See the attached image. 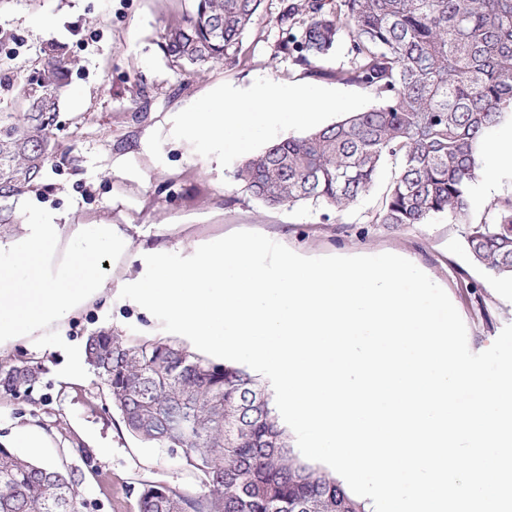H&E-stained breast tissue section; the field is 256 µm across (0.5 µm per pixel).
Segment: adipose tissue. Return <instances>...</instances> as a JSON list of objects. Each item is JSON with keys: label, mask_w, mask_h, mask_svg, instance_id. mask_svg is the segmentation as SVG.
<instances>
[{"label": "adipose tissue", "mask_w": 512, "mask_h": 512, "mask_svg": "<svg viewBox=\"0 0 512 512\" xmlns=\"http://www.w3.org/2000/svg\"><path fill=\"white\" fill-rule=\"evenodd\" d=\"M0 229V351L21 339L66 335L72 318L111 302L119 282L142 272L138 250L181 247L193 255L189 225L73 222L59 211L16 209Z\"/></svg>", "instance_id": "obj_1"}]
</instances>
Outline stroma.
<instances>
[{
  "label": "stroma",
  "instance_id": "obj_1",
  "mask_svg": "<svg viewBox=\"0 0 512 512\" xmlns=\"http://www.w3.org/2000/svg\"><path fill=\"white\" fill-rule=\"evenodd\" d=\"M281 5L264 0L241 36L236 61L182 70L170 66L158 42L168 22L193 11L194 0H0V28L18 43L0 48V79L12 82L0 86V109L11 106L43 43H65L76 61L60 101L59 151L46 165L35 202L83 220L190 224L205 238L255 231L306 257L393 253L445 290L465 323L469 349L486 350L512 324V295L474 262L462 225L447 215L426 224L376 223L394 166L339 213L312 204L266 206L244 191L234 167L208 174L198 156L182 150L162 149L156 165L142 155L146 129L220 84L311 83L282 48ZM43 16L52 25L35 26ZM118 320L127 337L161 328L116 301L80 314L68 335L43 336L34 345L20 340L0 353L1 361L42 367L33 400L0 395V435L37 427L45 443L40 459L66 457L83 477L84 512H138V490L148 481L195 485L189 470L127 432L83 358L87 336Z\"/></svg>",
  "mask_w": 512,
  "mask_h": 512
}]
</instances>
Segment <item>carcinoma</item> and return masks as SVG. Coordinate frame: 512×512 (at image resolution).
Masks as SVG:
<instances>
[{
	"label": "carcinoma",
	"mask_w": 512,
	"mask_h": 512,
	"mask_svg": "<svg viewBox=\"0 0 512 512\" xmlns=\"http://www.w3.org/2000/svg\"><path fill=\"white\" fill-rule=\"evenodd\" d=\"M263 0H196L167 24L159 47L175 68L233 60ZM280 24L298 26L282 48L306 74L368 90L362 112L277 142L246 159L235 178L270 207L322 205L341 213L395 164L375 223L464 225L474 260L512 278V195L471 219L478 146L512 119V0H293ZM347 37L350 65L323 66ZM37 77L0 112V198L39 183L55 154L53 128L74 60L45 43ZM87 363L126 430L192 472L197 488L142 485L138 512H365L335 477L294 457L287 427L257 377L163 338L100 330ZM42 367L0 362V394L33 395ZM82 478L63 458L37 461L0 446V512H81Z\"/></svg>",
	"instance_id": "1"
}]
</instances>
